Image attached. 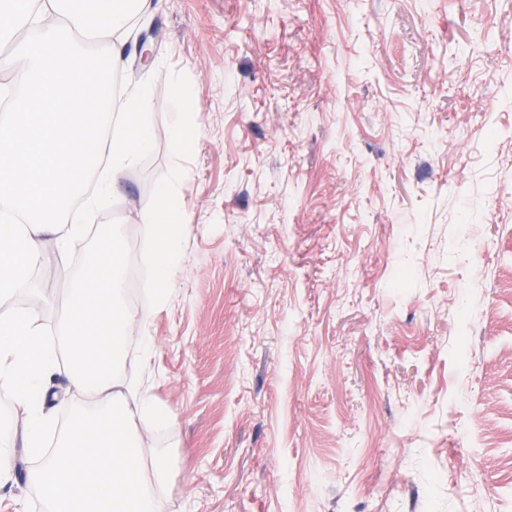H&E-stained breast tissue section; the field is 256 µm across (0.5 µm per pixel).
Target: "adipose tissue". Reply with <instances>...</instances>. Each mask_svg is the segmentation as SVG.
Returning <instances> with one entry per match:
<instances>
[{
    "instance_id": "ef3b65f1",
    "label": "adipose tissue",
    "mask_w": 512,
    "mask_h": 512,
    "mask_svg": "<svg viewBox=\"0 0 512 512\" xmlns=\"http://www.w3.org/2000/svg\"><path fill=\"white\" fill-rule=\"evenodd\" d=\"M85 2L78 13L67 11L65 0L0 5L1 34L27 24L36 29L0 56V69L12 70L15 85L36 86L24 109L0 112V199L25 216L21 224L0 221L1 302L28 290L46 237L64 250L83 234V225L61 218L87 180L95 179L96 190L85 195L86 207L104 206L121 174L154 140L150 88L129 98L117 126L103 109L106 92L96 90L90 103L74 90L101 61L113 69L122 64L123 36L144 0ZM76 27L112 34L113 41L89 50L73 37ZM183 224L169 186L141 212L158 306L180 267ZM123 264L119 237L105 235L71 280L54 336L26 309L0 311V399L23 414L21 425L0 423V489L13 483L18 461L26 460L25 480L40 491L46 512H159L174 477L166 450L142 446L144 433L166 428L170 414L120 373L129 347L138 346L142 361L152 357L139 319L125 309ZM56 377L92 400L91 413L63 429L48 407Z\"/></svg>"
}]
</instances>
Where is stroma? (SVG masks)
Returning <instances> with one entry per match:
<instances>
[{"label": "stroma", "instance_id": "stroma-1", "mask_svg": "<svg viewBox=\"0 0 512 512\" xmlns=\"http://www.w3.org/2000/svg\"><path fill=\"white\" fill-rule=\"evenodd\" d=\"M113 80L116 113L152 88L153 146L11 303L54 332L102 228L151 268L175 185L181 269L126 300L153 356L122 368L172 418L162 512H512V0H161ZM169 136L182 151H187L196 142L197 130L187 117L181 116L170 125ZM141 230L153 247L154 305L167 301V286L180 267L183 214L171 186L159 189L157 202L141 212Z\"/></svg>", "mask_w": 512, "mask_h": 512}]
</instances>
